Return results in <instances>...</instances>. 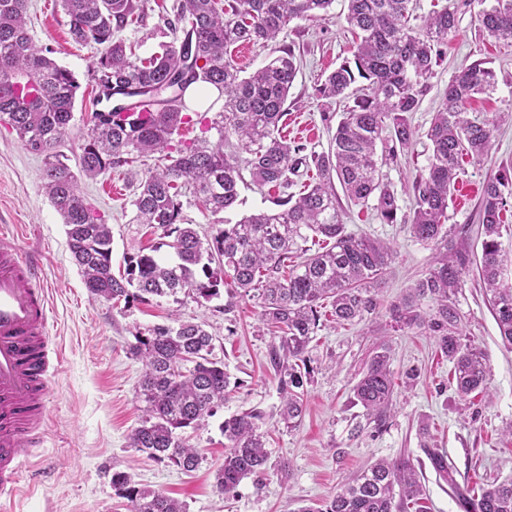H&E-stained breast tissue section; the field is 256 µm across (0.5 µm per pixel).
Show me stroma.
<instances>
[{"label":"stroma","mask_w":512,"mask_h":512,"mask_svg":"<svg viewBox=\"0 0 512 512\" xmlns=\"http://www.w3.org/2000/svg\"><path fill=\"white\" fill-rule=\"evenodd\" d=\"M173 2L139 0L141 21L121 33L136 44L137 55L157 51L156 32L165 26V9ZM492 2L455 0L458 28L449 36L444 62L413 115V149L382 168L397 196V223H383L372 206L342 204L348 232L384 241L395 260L383 278L373 314L344 325L323 315L307 353L303 418L293 429L278 421L282 394L270 362L276 338L261 319L258 298L224 288L208 301L184 293L118 306L96 299L68 248L62 218L42 190L44 154L0 126V226L13 232V245L39 262L53 303L51 341L64 354L49 387L44 445L33 451L26 465L24 483L31 491L15 499L12 512H127L126 499L112 487L116 470L129 473L137 485L180 500L187 512H298L301 506L333 498L342 484L382 457L410 459L421 476L430 512H459L452 491L425 453L429 446L447 455L459 485L475 489L512 477V437L504 433L512 424V347L500 338L477 269L466 273L456 300L464 338L486 358L484 391L461 399L452 365L433 337L420 328L393 329L390 316L391 306L435 258L433 246L412 236L407 219L414 202L412 182L428 164L425 133L459 67L484 60L495 70V91L477 99L472 108L474 116L493 122L496 132L487 157L463 162L448 207L449 221L458 228L453 243L479 244L482 186L503 164H512V47L484 39L476 21ZM346 13V0H334L326 19L291 21L275 43L232 52L238 66L249 73L277 56L280 47L294 48L301 64L285 104L281 134L319 151L326 149L331 136L322 113L337 116L341 110L319 98L316 87L350 55ZM26 21L36 44L50 47L57 63L72 71L80 85L71 131L59 147L65 163L78 170L94 110L90 92L96 86L93 62L100 50L72 40L60 0H27ZM162 162V154L154 153L80 180L84 198L111 228L113 273H123L127 259L143 247L157 246L163 259L173 256L162 233H150L131 221L141 177ZM176 317L203 324L213 338L212 359L223 363L234 385L215 416L181 433L202 454L192 472L149 459L128 442L141 420L136 387L143 373L130 348L139 332ZM382 342L390 348L395 392L393 408L379 427L355 403L353 387ZM254 408L264 414L266 471L244 479L227 499L214 489L215 473L224 462L221 425L225 418Z\"/></svg>","instance_id":"35a3bbf8"}]
</instances>
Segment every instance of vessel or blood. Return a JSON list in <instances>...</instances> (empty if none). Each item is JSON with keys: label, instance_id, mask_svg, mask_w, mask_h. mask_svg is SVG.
<instances>
[{"label": "vessel or blood", "instance_id": "obj_1", "mask_svg": "<svg viewBox=\"0 0 512 512\" xmlns=\"http://www.w3.org/2000/svg\"><path fill=\"white\" fill-rule=\"evenodd\" d=\"M52 306L39 265L0 242V512L21 488L46 436L47 392L61 355L49 343Z\"/></svg>", "mask_w": 512, "mask_h": 512}]
</instances>
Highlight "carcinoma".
Returning <instances> with one entry per match:
<instances>
[{
	"mask_svg": "<svg viewBox=\"0 0 512 512\" xmlns=\"http://www.w3.org/2000/svg\"><path fill=\"white\" fill-rule=\"evenodd\" d=\"M334 0H179L174 18L160 31L159 50L138 57L117 36L137 21L136 0H61L73 41L104 50L96 58V84L150 91L169 97L161 107L111 108L92 113L80 157V173L94 178L142 154L165 153L166 164L149 170L132 201V223L146 224L172 238L167 246L176 261H159L152 248L127 259L123 275L112 273L109 225L81 194L78 177L54 149L69 134L76 94L74 74L37 45L26 23L27 0H0V124L8 125L28 147L41 143L45 154L43 188L66 227L69 250L85 287L106 301H143L181 292L209 300L220 286L258 291L262 318L277 329L273 366L284 391L279 420L298 426L304 412L305 353L321 327L324 302L338 323L373 313L376 291L394 252L387 244L347 231L335 184L354 205L373 202L386 224L397 221V197L385 182L378 158L391 162L413 143L412 114L418 111L443 55L448 36L458 27L454 0L410 24L412 0H347V23L356 37L353 59L344 61L317 86L325 100L344 103L327 150H308L281 136L279 123L297 72L293 49L243 77L232 58L240 44L265 46L294 19L322 20ZM482 34L512 43V0H496L477 17ZM193 84L217 92L221 104L212 119L198 123L216 131L187 144L175 141L192 122L185 94ZM495 71L484 61L461 67L448 82L443 107L425 133L431 153L413 184L411 232L438 250L436 264L392 306L395 328H423L437 340L453 365L460 397L487 379L483 352L464 341L456 293L474 264L469 247H448L452 229L448 200L458 182L463 156L480 160L493 147L495 125L469 117L471 101L496 87ZM236 139L235 151L224 146ZM316 178L298 195L288 192L300 169ZM248 170L259 186L280 191L276 208L259 210L226 224L203 241L182 223V197L192 188L195 201L213 215L238 203V184ZM512 209V167L502 166L483 184L480 201L481 260L477 265L502 341L512 346V282L503 276V214ZM324 247L311 253L309 239ZM435 303L424 314L420 302ZM131 353L143 364L136 397L142 419L131 431L130 447L184 472L200 463L197 449L177 430L198 426L214 416L230 393L224 366L210 358L212 336L203 325L178 320L135 336ZM192 367L185 368V363ZM366 416L384 423L394 384L389 348L376 347L353 388ZM264 415L250 409L224 420V465L215 490L228 498L243 479L260 473L267 462L261 424ZM434 470L447 481L460 512H512V477L485 485L476 494L459 486L444 453L427 449ZM112 487L126 498L129 512H186L179 500L139 487L124 471L112 472ZM427 512L425 489L406 458L380 459L328 502L298 512Z\"/></svg>",
	"mask_w": 512,
	"mask_h": 512,
	"instance_id": "1",
	"label": "carcinoma"
}]
</instances>
